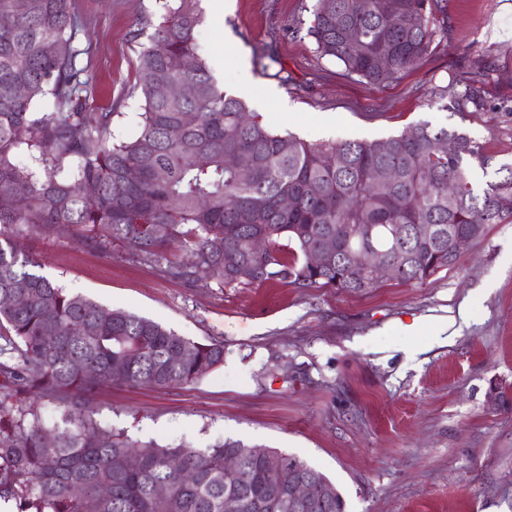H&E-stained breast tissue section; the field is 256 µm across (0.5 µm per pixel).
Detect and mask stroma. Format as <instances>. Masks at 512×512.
<instances>
[{
    "mask_svg": "<svg viewBox=\"0 0 512 512\" xmlns=\"http://www.w3.org/2000/svg\"><path fill=\"white\" fill-rule=\"evenodd\" d=\"M315 0H229L221 24L195 37L225 89L224 48L249 63L261 89L251 109L305 141H372L420 121L469 134L490 156L479 185L512 163V0H445V37L417 69L375 85L319 57L307 30ZM85 22L81 55L112 111V137L141 129L137 57L160 0H73ZM276 64H268L267 55ZM484 85L487 105L453 111L455 82ZM38 274L67 291L160 322L195 341L219 339L224 364L168 391L115 385L90 402L101 425L140 442L205 448L231 437L297 455L340 490L346 512H512V222L489 225L457 264L421 285L385 281L350 293L269 282L193 285L120 243L92 249L70 229L13 234ZM469 321L445 345L425 319ZM422 349L421 362L405 350Z\"/></svg>",
    "mask_w": 512,
    "mask_h": 512,
    "instance_id": "obj_1",
    "label": "stroma"
}]
</instances>
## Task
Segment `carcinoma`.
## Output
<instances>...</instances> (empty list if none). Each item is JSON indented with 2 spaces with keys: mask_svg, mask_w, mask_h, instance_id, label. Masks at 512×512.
Listing matches in <instances>:
<instances>
[{
  "mask_svg": "<svg viewBox=\"0 0 512 512\" xmlns=\"http://www.w3.org/2000/svg\"><path fill=\"white\" fill-rule=\"evenodd\" d=\"M162 8L138 56L141 130L114 142L112 113L85 111L95 84L78 64L83 25L70 0H0V19L9 21L0 27V238L67 226L90 247L118 241L164 261V273L186 283L220 267L228 288L279 281L356 293L370 287L352 262L361 250L402 257L393 280L423 283L458 262L453 234L476 227L481 239L488 225L512 219V166L475 191L473 164L490 158L466 133L423 121L382 140L310 144L274 132L221 87L199 53V0H164ZM439 9L438 0H372L363 12L354 0H316L308 35L320 57L381 85L416 68L445 34ZM173 57L188 67H171ZM180 83L193 93L162 94ZM43 98L49 109L40 114ZM485 106L474 82L454 96L458 112ZM442 140L454 151L440 150ZM23 150L40 170L17 162ZM237 154L252 159L246 180L226 163ZM67 160L74 166L64 176ZM419 224L429 225L428 236L415 235ZM328 239L331 257L310 265ZM172 244L185 253L178 263L164 256ZM38 265L0 243V297L10 299L0 303V500L15 501L18 512H224L233 497L241 512H290L272 468L278 461L328 485L317 512H344L325 473L275 448L233 438L207 448L140 443L101 426L89 408L98 388L189 386L224 365V342L194 341L70 293L27 270ZM45 398L60 411L51 425L34 407ZM227 453L241 458L232 474Z\"/></svg>",
  "mask_w": 512,
  "mask_h": 512,
  "instance_id": "1",
  "label": "carcinoma"
}]
</instances>
